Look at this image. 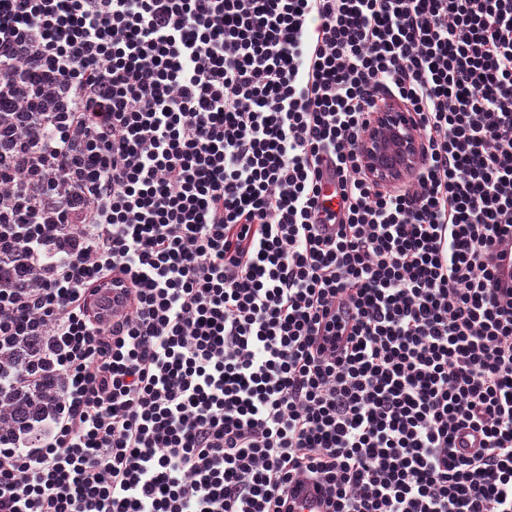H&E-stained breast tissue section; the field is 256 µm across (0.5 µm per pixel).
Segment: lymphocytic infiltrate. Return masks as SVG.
I'll use <instances>...</instances> for the list:
<instances>
[{
	"label": "lymphocytic infiltrate",
	"instance_id": "f902f5d3",
	"mask_svg": "<svg viewBox=\"0 0 512 512\" xmlns=\"http://www.w3.org/2000/svg\"><path fill=\"white\" fill-rule=\"evenodd\" d=\"M508 229L512 0H0V512H512ZM420 139L413 125L394 112H380L360 145L367 172L388 186L403 181L420 160ZM495 252L500 255L496 275L502 285L512 283V236H502L497 239L494 246ZM94 306L99 313H104L112 306V317L126 311L124 303L117 297L116 291L104 285L100 286L94 296ZM297 509L295 512H326L321 494L310 483L293 486Z\"/></svg>",
	"mask_w": 512,
	"mask_h": 512
}]
</instances>
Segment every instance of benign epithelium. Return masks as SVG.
<instances>
[{"instance_id": "obj_1", "label": "benign epithelium", "mask_w": 512, "mask_h": 512, "mask_svg": "<svg viewBox=\"0 0 512 512\" xmlns=\"http://www.w3.org/2000/svg\"><path fill=\"white\" fill-rule=\"evenodd\" d=\"M420 139L413 125L392 112L379 113L360 145L362 163L376 180L391 186L403 181L420 160Z\"/></svg>"}]
</instances>
